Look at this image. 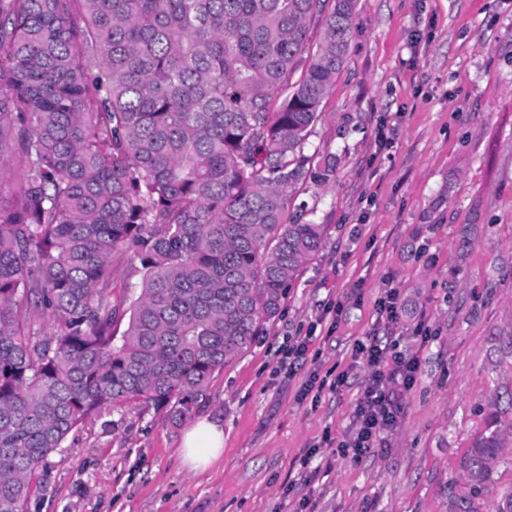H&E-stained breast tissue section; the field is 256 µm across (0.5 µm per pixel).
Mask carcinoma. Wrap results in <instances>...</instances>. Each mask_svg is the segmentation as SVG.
I'll return each mask as SVG.
<instances>
[{
	"label": "carcinoma",
	"mask_w": 512,
	"mask_h": 512,
	"mask_svg": "<svg viewBox=\"0 0 512 512\" xmlns=\"http://www.w3.org/2000/svg\"><path fill=\"white\" fill-rule=\"evenodd\" d=\"M355 9L0 0V512L106 406L178 425L280 315L326 235L292 199ZM500 451L490 419L457 512Z\"/></svg>",
	"instance_id": "1"
}]
</instances>
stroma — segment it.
<instances>
[{"mask_svg":"<svg viewBox=\"0 0 512 512\" xmlns=\"http://www.w3.org/2000/svg\"><path fill=\"white\" fill-rule=\"evenodd\" d=\"M320 110L305 153L334 172L300 183L294 204L326 225L323 246L193 410L223 423V458L190 471L183 426L134 400L72 431L28 512H454L470 491L460 460L491 418L501 459L475 505L506 512L512 0H357ZM389 287L401 291L395 350L419 368L387 446L355 461L338 448L369 373L353 347ZM306 334V358H288ZM313 376L322 390L303 395Z\"/></svg>","mask_w":512,"mask_h":512,"instance_id":"obj_1","label":"stroma"}]
</instances>
